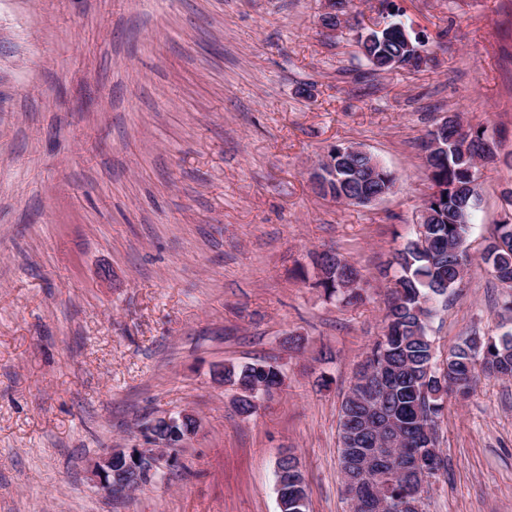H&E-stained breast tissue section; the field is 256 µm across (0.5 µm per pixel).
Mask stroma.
<instances>
[{
  "instance_id": "stroma-1",
  "label": "stroma",
  "mask_w": 512,
  "mask_h": 512,
  "mask_svg": "<svg viewBox=\"0 0 512 512\" xmlns=\"http://www.w3.org/2000/svg\"><path fill=\"white\" fill-rule=\"evenodd\" d=\"M325 0H0V512H279L293 454L308 512H350L338 421L383 332L392 257L430 182L423 141L455 113L498 159L480 168L468 272L438 305V359L512 332L481 257L512 190V0H354L395 11L432 60L372 71ZM397 177L367 206L319 195L331 146ZM358 267L362 298L313 288L311 255ZM284 383L241 414L225 365ZM183 410L197 433L161 479L105 495L110 448L149 447ZM424 512H512V379L448 397Z\"/></svg>"
}]
</instances>
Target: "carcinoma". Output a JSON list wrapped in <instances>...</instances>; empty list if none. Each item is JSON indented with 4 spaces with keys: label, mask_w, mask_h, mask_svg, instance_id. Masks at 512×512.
Here are the masks:
<instances>
[{
    "label": "carcinoma",
    "mask_w": 512,
    "mask_h": 512,
    "mask_svg": "<svg viewBox=\"0 0 512 512\" xmlns=\"http://www.w3.org/2000/svg\"><path fill=\"white\" fill-rule=\"evenodd\" d=\"M399 24L401 21L396 20L394 26H386L370 44L356 40L359 52L375 69L418 68L423 63L421 55L405 48ZM447 120L445 140L441 141L447 150L428 167V180L441 187L440 196L430 201L432 218L424 235L413 234L396 252L398 275L384 316L383 334L369 350L372 360L386 363L391 371L384 408L406 425L414 424L421 414L430 417L432 426H439L450 384L453 393L466 399L482 374L512 377L511 333L466 338L449 351L443 369L438 367L428 334L434 304L455 292L460 271L469 262L465 243L475 205V161L496 153V144L484 125L465 126L456 115ZM360 165L363 170L356 175L344 163H336L334 176L315 186L317 193L338 200L375 193L386 196L392 191L396 178L379 159L370 155L360 159ZM314 262L324 272L316 287L329 298L339 296L342 285L362 278L360 270L334 250L318 254ZM483 262L500 285L510 290L504 307L512 311V212L497 225L496 242ZM224 379L242 389L240 410L249 413L253 411L251 391L261 385L268 391L280 386L282 372L277 364L263 361L240 368L226 366ZM418 482L416 476L391 474L381 489L390 512H407L403 505ZM299 496L307 497L305 482L286 485L281 499L285 512H296L293 502Z\"/></svg>",
    "instance_id": "cac0c4a2"
}]
</instances>
